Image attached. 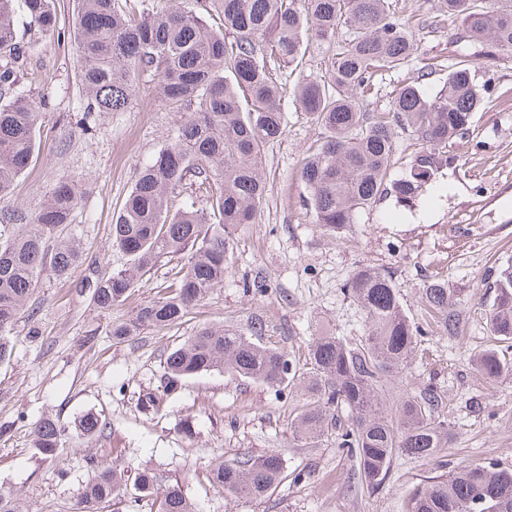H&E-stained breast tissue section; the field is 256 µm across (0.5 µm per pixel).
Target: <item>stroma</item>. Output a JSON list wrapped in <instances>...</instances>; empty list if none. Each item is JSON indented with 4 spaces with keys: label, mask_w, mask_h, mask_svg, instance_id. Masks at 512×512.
Listing matches in <instances>:
<instances>
[{
    "label": "stroma",
    "mask_w": 512,
    "mask_h": 512,
    "mask_svg": "<svg viewBox=\"0 0 512 512\" xmlns=\"http://www.w3.org/2000/svg\"><path fill=\"white\" fill-rule=\"evenodd\" d=\"M77 6L78 0H55L56 34L33 38L23 0L14 3L28 66L43 78L30 95L42 105L32 162L0 211L34 212L60 183L77 180L68 234L80 240L84 260L66 278L41 275L32 312L21 314L9 333L12 352L0 361V492L21 494L27 512H76L93 476L86 460L105 447L114 466L179 482L197 512H406L414 487L441 475L439 462L400 453L377 488L363 487L354 459L334 438L294 440L289 427L303 399L300 386L277 390L211 372L184 380L161 415H145L137 404L140 392L160 386L169 352L204 325L258 333L301 369L313 336H364V312L344 292L362 265L391 272L406 314L428 331L423 359L403 376L385 377L387 401L436 383L442 411L456 426L442 451L447 468H512V374L489 382L472 363L489 334L488 275L512 260V105L502 99L512 89V50L484 57L480 44L461 39L450 25L422 36L414 57L379 79L368 101L374 112L389 111L400 88L418 78L428 94L444 90L452 61L469 63L476 82L496 95L475 113L466 143L440 149L436 177L413 204L380 198L340 232L314 224L302 203L300 165L325 131L285 94V132L263 160L266 206L256 223L237 226L223 284L178 324L120 343L112 338L113 323L165 297L176 262H160L109 310L93 304L82 282L124 267L125 256L108 245L112 215L138 170L188 115L168 109L156 80L124 111L86 112L74 41ZM426 65L430 74L419 77ZM435 277L470 310L460 336L444 335L423 305L422 285ZM88 414L110 424L103 442L80 436L78 424ZM44 418L63 431L52 458L33 447V427ZM269 452L280 453L286 477L268 497H235L212 486L217 459Z\"/></svg>",
    "instance_id": "35a3bbf8"
}]
</instances>
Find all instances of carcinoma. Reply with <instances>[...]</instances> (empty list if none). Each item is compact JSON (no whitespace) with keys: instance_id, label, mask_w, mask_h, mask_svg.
I'll return each instance as SVG.
<instances>
[{"instance_id":"obj_1","label":"carcinoma","mask_w":512,"mask_h":512,"mask_svg":"<svg viewBox=\"0 0 512 512\" xmlns=\"http://www.w3.org/2000/svg\"><path fill=\"white\" fill-rule=\"evenodd\" d=\"M77 48L89 112H122L140 90L143 78L161 80L164 99L190 120L157 157L139 170L110 233L109 245L129 257L125 270L87 281L94 303L103 310L124 301L134 277L165 258L182 262L181 278L169 295L141 306L112 328L127 341L149 327L178 323L196 302L224 282L231 230L253 224L261 213L266 183L261 174L265 148L284 130V87L272 79L274 67L299 66L306 54L303 32L311 31L329 52L330 69L322 78L306 76L292 88L298 109L323 127L327 136L301 164L305 205L315 223L341 230L377 197L391 193L407 202L434 174L436 150L469 133L489 88H479L469 68L448 65L446 90L429 96L417 82L405 84L388 112H368L376 77L403 66L418 50L414 26L395 15L393 0H194L192 8H171L166 0H81ZM14 0H0V199L29 166L40 104L20 81L23 49L17 40ZM33 34L55 33L53 0H25ZM217 14L213 28L206 16ZM451 21L462 37L483 44L490 55L512 49V0H443L422 26L437 29ZM345 27L348 38L336 41ZM418 145L410 169L388 179L398 131ZM214 188L197 201L173 208L171 194L187 182ZM78 196L60 184L38 211L0 218V360L9 355L7 335L45 271L62 277L78 265L80 248L62 241ZM19 225L6 231L13 221ZM366 315L367 334L355 342L315 336L309 349L311 372L305 397L290 429L300 441L331 435L350 450L361 481L379 486L393 457L402 451L435 458L456 434L439 410L440 391L429 384L404 394L383 410L381 379L408 369L424 331L403 312L393 276L380 269L358 268L345 285ZM422 301L437 326L459 335L466 309L445 283H424ZM491 343L476 357L488 380L512 366V261L498 269L494 298L487 313ZM212 371L281 386L296 376L288 354L259 345L244 334L203 326L166 359L162 392L140 399L148 413L160 410L163 396L187 377ZM86 437H103L108 423L88 415L79 423ZM34 447L53 457L61 428L51 419L34 426ZM77 512L128 492L125 471L102 460L92 462ZM281 457L267 453L233 462L218 460L211 483L233 496L260 499L282 480ZM155 512H195L182 487L168 485L154 501ZM407 512H512V469L463 467L414 489Z\"/></svg>"}]
</instances>
